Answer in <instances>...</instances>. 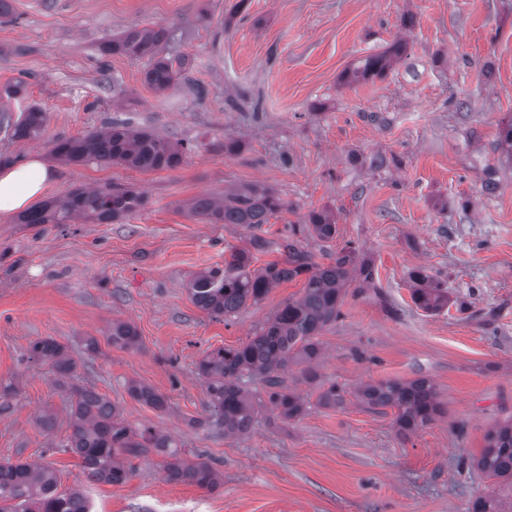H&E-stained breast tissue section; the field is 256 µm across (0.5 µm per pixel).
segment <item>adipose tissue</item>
<instances>
[{"label":"adipose tissue","mask_w":512,"mask_h":512,"mask_svg":"<svg viewBox=\"0 0 512 512\" xmlns=\"http://www.w3.org/2000/svg\"><path fill=\"white\" fill-rule=\"evenodd\" d=\"M54 176V171L37 159L1 167L0 214L9 215L26 208L39 197Z\"/></svg>","instance_id":"ef3b65f1"}]
</instances>
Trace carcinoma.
<instances>
[{
    "instance_id": "cac0c4a2",
    "label": "carcinoma",
    "mask_w": 512,
    "mask_h": 512,
    "mask_svg": "<svg viewBox=\"0 0 512 512\" xmlns=\"http://www.w3.org/2000/svg\"><path fill=\"white\" fill-rule=\"evenodd\" d=\"M174 39L164 27L132 28L119 37L101 42L103 54H120L149 62L144 83L158 91L172 88L180 70L162 55ZM400 47L367 57L354 76L383 75L391 57ZM44 112L32 107L17 119L6 113L0 124L13 139H36L43 131ZM190 146L173 143L152 132L136 129L126 119L114 118L81 137L56 141L52 153L67 162L92 159L101 163H120L143 171L173 170L179 167ZM146 198L131 188L75 189L60 199L49 201L19 216L21 224H71L79 218L96 224L120 221L145 205ZM284 208L282 199L270 190L252 185L220 200L202 196L190 208L195 216L211 224H241L257 228L269 223ZM308 232L321 240L336 235V220L326 211L311 212L308 223L291 225L280 244L284 255L260 269L252 268L253 250L264 247L258 237L250 246L231 251L224 268H212L193 278L188 292L200 309L217 316H230L248 303L261 302L270 290L284 281L303 280V295L286 300L273 317L251 339L237 348H219L198 364L213 412L214 423L224 434H247L255 421L256 407L264 404L278 411L286 421L300 418L305 401L283 386L281 373L290 364L307 365L309 379L317 378L313 364L320 356L317 336L340 316L341 303L348 293L362 292L374 284L373 259L350 244L336 252L327 264H320L301 244L299 235ZM413 303L427 311L439 312L448 306V290L434 282L427 270L410 271ZM109 341L122 348L138 345L139 336L129 323L112 325ZM29 359L48 366L58 377L76 371V362L53 339H40L28 348ZM261 382L267 399H255L247 385ZM129 395L142 404L163 411L166 396L152 387L132 382ZM353 397L369 410H394L397 432L407 437L435 421L444 413L433 382L426 377L391 379L366 383L349 393L334 384L322 389L318 402L336 407ZM72 434L65 450L77 455L91 479L109 484H124L131 471L126 461L148 453L164 458L163 469L170 481H191L213 490L218 475L206 462H193L180 456L170 436L149 427L134 428L106 397L88 388L75 390L69 402ZM486 445L476 460L477 468L488 476L512 485V421L486 432ZM90 512L88 500L79 490L57 491V480L49 468L29 462L0 463V512ZM466 512H503L496 494L487 493L469 502Z\"/></svg>"
}]
</instances>
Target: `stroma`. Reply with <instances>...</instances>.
<instances>
[{
  "label": "stroma",
  "mask_w": 512,
  "mask_h": 512,
  "mask_svg": "<svg viewBox=\"0 0 512 512\" xmlns=\"http://www.w3.org/2000/svg\"><path fill=\"white\" fill-rule=\"evenodd\" d=\"M236 2L11 0L0 18V89L24 86L0 98V111L35 105L46 115L38 139L0 131V154L52 163L45 202L112 185L147 198L117 224L0 215V383L11 388L0 399V463L48 466L59 491L81 490L93 512H466L493 490L511 505V488L460 461L481 454L488 427L512 420V153L498 140L512 120V0H248L240 11ZM134 26L175 30L167 53L185 64L177 86L153 91L144 62L100 54L103 39ZM398 41L405 50L385 75L346 82L359 60ZM115 117L191 150L174 170L53 162L57 139ZM228 140L237 151L225 152ZM248 185L286 204L260 228L188 210ZM322 209L336 217L335 237L303 246L324 262L355 245L373 257L375 284L347 294L321 331L318 384L297 365L284 375L304 415L288 422L263 408L248 434L224 435L208 424L198 362L246 343L302 282L225 319L195 306L189 283L255 236L266 243L256 267L279 260L285 226ZM419 266L448 289L439 312L411 299ZM116 322L136 328V348L108 342ZM42 338L76 361L73 378L27 359ZM419 376L445 414L407 438L393 410L317 401L322 385ZM132 380L164 394L167 409L134 400ZM77 386L182 443L221 486L168 481L153 453L132 460L125 484L88 481L80 458L59 447Z\"/></svg>",
  "instance_id": "obj_1"
}]
</instances>
